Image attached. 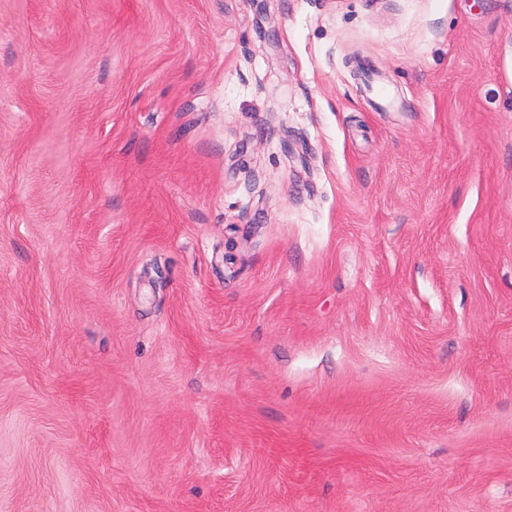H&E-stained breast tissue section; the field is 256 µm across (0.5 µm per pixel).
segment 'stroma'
<instances>
[{
	"label": "stroma",
	"mask_w": 512,
	"mask_h": 512,
	"mask_svg": "<svg viewBox=\"0 0 512 512\" xmlns=\"http://www.w3.org/2000/svg\"><path fill=\"white\" fill-rule=\"evenodd\" d=\"M0 512H512V0H0Z\"/></svg>",
	"instance_id": "obj_1"
}]
</instances>
